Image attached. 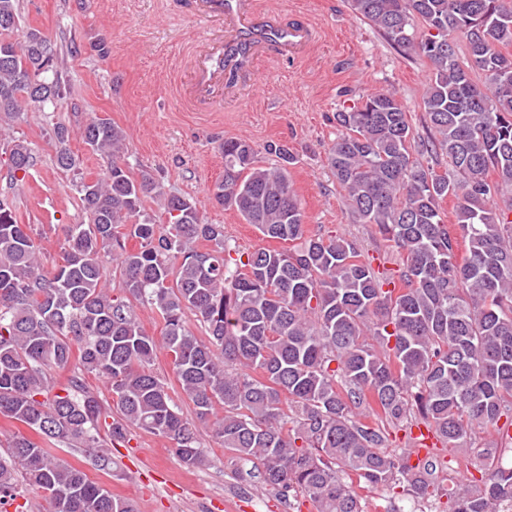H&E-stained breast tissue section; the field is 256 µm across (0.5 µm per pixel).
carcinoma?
<instances>
[{
    "label": "carcinoma",
    "mask_w": 512,
    "mask_h": 512,
    "mask_svg": "<svg viewBox=\"0 0 512 512\" xmlns=\"http://www.w3.org/2000/svg\"><path fill=\"white\" fill-rule=\"evenodd\" d=\"M504 2L350 0L389 42L429 61L423 106L434 137L419 147L452 167L440 174L413 157L392 90L335 113L328 164L358 221L403 256L394 274L351 239L309 234L285 144L264 146L283 161L271 167L246 140L222 145L224 179L212 198L266 238L294 243L242 254L227 246L224 225L203 221L196 200L132 176L121 128L86 124L81 138L106 171L78 186L89 223L67 226L62 264L45 268L31 226L0 201V417L79 449L102 470L112 468L109 446L136 429L173 441L186 466L202 467L199 426L210 425L238 480L285 500L306 496L316 512H367L355 483L427 495L443 463L387 451L379 427L422 424L483 462L481 479L448 489L450 512H504L512 504V466L502 464L512 452V53L501 50L512 45V6ZM17 10V0H0L1 30L16 27ZM416 18L427 33L417 34ZM46 47L35 30L0 41L1 122L21 93L64 98L60 79L44 76ZM54 136L57 165L74 169L70 129L58 125ZM9 162L27 172L29 148L14 144ZM449 197L453 224L441 207ZM147 198L161 202L166 223L140 218ZM108 258L120 270L116 296ZM139 304L159 314L161 336L145 331ZM190 316L206 337L190 329ZM160 352L193 404L190 417L152 369ZM56 370L71 372L58 392ZM86 374L106 380L112 403L86 386ZM6 441L0 508L24 512L15 504L20 472L52 512H137L29 436Z\"/></svg>",
    "instance_id": "obj_1"
}]
</instances>
